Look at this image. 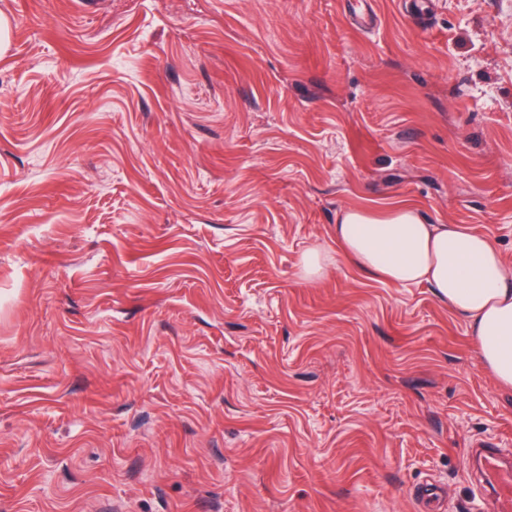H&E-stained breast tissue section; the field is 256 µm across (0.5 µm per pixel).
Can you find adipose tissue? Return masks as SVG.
<instances>
[{
  "mask_svg": "<svg viewBox=\"0 0 512 512\" xmlns=\"http://www.w3.org/2000/svg\"><path fill=\"white\" fill-rule=\"evenodd\" d=\"M333 235L341 254L367 276L431 288L467 322L497 383L512 387V267L491 238L462 224L425 223L409 205L345 210Z\"/></svg>",
  "mask_w": 512,
  "mask_h": 512,
  "instance_id": "ef3b65f1",
  "label": "adipose tissue"
}]
</instances>
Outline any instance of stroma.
<instances>
[{"label":"stroma","instance_id":"35a3bbf8","mask_svg":"<svg viewBox=\"0 0 512 512\" xmlns=\"http://www.w3.org/2000/svg\"><path fill=\"white\" fill-rule=\"evenodd\" d=\"M420 8L0 0V512H493L512 389L333 239L512 264V0Z\"/></svg>","mask_w":512,"mask_h":512}]
</instances>
